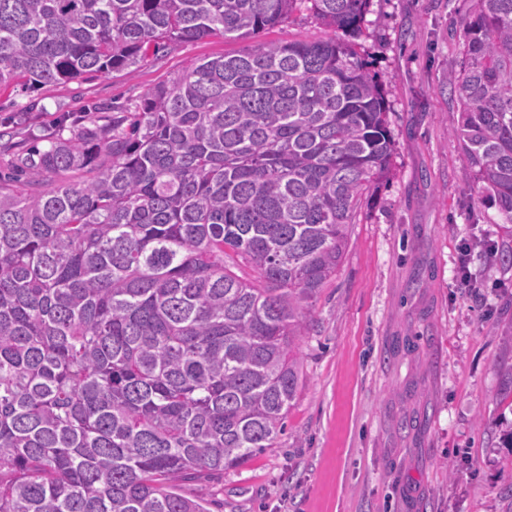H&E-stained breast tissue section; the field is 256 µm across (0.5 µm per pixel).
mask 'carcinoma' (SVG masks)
<instances>
[{
    "label": "carcinoma",
    "instance_id": "cac0c4a2",
    "mask_svg": "<svg viewBox=\"0 0 512 512\" xmlns=\"http://www.w3.org/2000/svg\"><path fill=\"white\" fill-rule=\"evenodd\" d=\"M369 2L0 0V89L129 72L301 7L355 33ZM462 55L451 138L512 237V0H473ZM64 131L0 133L23 175L0 177V512H207L176 482L284 431L308 301L389 173L384 84L334 36L271 42Z\"/></svg>",
    "mask_w": 512,
    "mask_h": 512
}]
</instances>
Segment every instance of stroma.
<instances>
[{"label": "stroma", "mask_w": 512, "mask_h": 512, "mask_svg": "<svg viewBox=\"0 0 512 512\" xmlns=\"http://www.w3.org/2000/svg\"><path fill=\"white\" fill-rule=\"evenodd\" d=\"M471 0H370L350 38L387 82L390 172L365 201L336 274L295 339L299 389L275 447L243 467L181 483L208 512H512V448L500 401L512 364V269L493 200L464 177L450 136ZM330 32L305 10L253 37H206L135 72L0 91V127L44 135L139 106L192 61ZM31 126L14 119L29 104Z\"/></svg>", "instance_id": "1"}]
</instances>
